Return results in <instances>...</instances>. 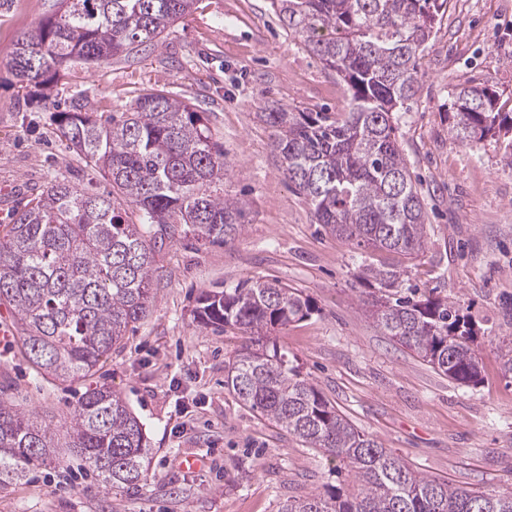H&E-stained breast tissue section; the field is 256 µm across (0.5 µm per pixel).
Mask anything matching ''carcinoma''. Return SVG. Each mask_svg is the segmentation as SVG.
I'll use <instances>...</instances> for the list:
<instances>
[{
	"label": "carcinoma",
	"mask_w": 512,
	"mask_h": 512,
	"mask_svg": "<svg viewBox=\"0 0 512 512\" xmlns=\"http://www.w3.org/2000/svg\"><path fill=\"white\" fill-rule=\"evenodd\" d=\"M193 0H57L55 13L17 41L9 61L22 83L52 86L75 63L100 65L131 54L184 16ZM279 20L351 90V109L259 118L273 150L316 223L364 252L424 254L426 213L396 138L394 112L417 93L416 58L448 0H272ZM456 138L476 145L512 132V114L486 86L454 94ZM69 147L104 173L106 194L56 182L12 210L0 236V304L11 306L25 355L37 372L65 382L89 375L152 306L147 239L192 234L225 243L243 230L244 201L224 196L228 161L207 113L163 89L139 96L104 121L78 105L56 113ZM138 223L125 219L126 209ZM369 313L393 341L448 380L475 386L477 332L458 301L423 297L401 272L362 261ZM297 288L257 279L210 290L196 319L239 328L249 341L228 362L224 386L307 448L332 457L352 489L288 502L282 512H512V493L474 491L424 475L358 430L290 364L269 332L310 316ZM68 451L104 486L145 480V428L109 387L86 391L74 412ZM55 452L47 424L0 398V487L47 465Z\"/></svg>",
	"instance_id": "obj_1"
}]
</instances>
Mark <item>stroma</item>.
I'll list each match as a JSON object with an SVG mask.
<instances>
[{"instance_id": "obj_1", "label": "stroma", "mask_w": 512, "mask_h": 512, "mask_svg": "<svg viewBox=\"0 0 512 512\" xmlns=\"http://www.w3.org/2000/svg\"><path fill=\"white\" fill-rule=\"evenodd\" d=\"M55 0H0V212L54 181L91 193L111 185L69 149L55 112L85 104L116 117L164 89L209 115L229 168L224 192L245 203L244 228L226 244L176 236L153 244L155 298L147 317L96 374L60 384L21 352L13 309L0 304V396L65 438L87 388L119 393L143 423L146 481L105 488L92 468L63 457L0 488V512H281L287 502L344 488L332 458L303 447L238 401L225 367L239 330L197 323L202 292L276 279L312 300L310 317L272 336L289 360L358 429L419 472L477 491H512V379L497 345L512 336V137L463 146L452 127L456 89L488 85L512 112V10L502 0H450L419 50L418 90L396 112L397 138L417 177L429 224L423 256L373 255L422 293L460 301L479 330L482 380L447 377L394 343L367 315L354 247L316 224L289 185L258 114L347 111V84L283 29L271 0H194L190 11L136 53L75 67L51 90L18 82L8 61ZM199 469L182 466L185 456Z\"/></svg>"}]
</instances>
